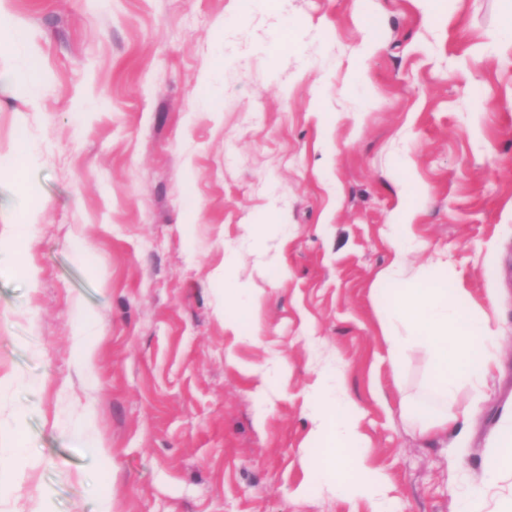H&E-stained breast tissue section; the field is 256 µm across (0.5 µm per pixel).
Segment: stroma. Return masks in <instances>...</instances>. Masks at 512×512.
<instances>
[{
	"label": "stroma",
	"instance_id": "1",
	"mask_svg": "<svg viewBox=\"0 0 512 512\" xmlns=\"http://www.w3.org/2000/svg\"><path fill=\"white\" fill-rule=\"evenodd\" d=\"M7 6L46 86H0V447L20 449L0 512H369L304 483L319 378L362 409L385 512H458L512 412L501 0ZM406 208L396 281L460 282L501 327V369L479 404L459 388L474 421L444 445L399 408L426 395L429 352L393 373L379 324ZM81 321L103 330L91 387ZM410 218L411 213L407 210L400 216V224H396L397 233L392 242L394 259L386 270L379 273L378 278L381 281H391L403 265L406 245L413 237L412 224L409 222Z\"/></svg>",
	"mask_w": 512,
	"mask_h": 512
}]
</instances>
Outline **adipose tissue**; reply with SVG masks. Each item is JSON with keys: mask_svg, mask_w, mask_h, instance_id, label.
<instances>
[{"mask_svg": "<svg viewBox=\"0 0 512 512\" xmlns=\"http://www.w3.org/2000/svg\"><path fill=\"white\" fill-rule=\"evenodd\" d=\"M381 315L391 360H398L409 344L431 354L430 393L437 405L420 407V432L438 440L447 437L460 420L452 409L459 380L477 382L499 367L494 331L459 305L456 289L435 280L388 289ZM360 415V407L348 400L321 404L311 430L315 446L307 451L306 474L309 480L327 482L349 472V499L366 501L377 510L390 486L366 452Z\"/></svg>", "mask_w": 512, "mask_h": 512, "instance_id": "ef3b65f1", "label": "adipose tissue"}]
</instances>
